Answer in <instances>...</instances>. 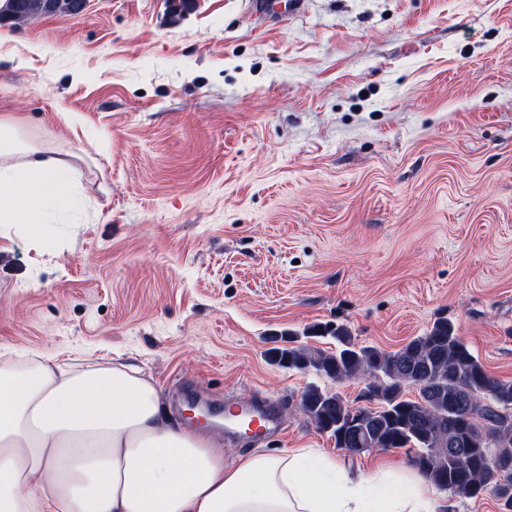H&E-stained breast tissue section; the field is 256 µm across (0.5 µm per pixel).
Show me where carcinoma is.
<instances>
[{
    "label": "carcinoma",
    "mask_w": 512,
    "mask_h": 512,
    "mask_svg": "<svg viewBox=\"0 0 512 512\" xmlns=\"http://www.w3.org/2000/svg\"><path fill=\"white\" fill-rule=\"evenodd\" d=\"M77 0H3L0 23L24 25L43 16L74 15ZM334 351L297 343L268 350L280 367L313 372L336 382L361 380L376 392L379 407L357 421V409L338 392L309 386L300 407L336 447L404 448L417 470L441 491L467 498L493 496L512 512V381L492 376L446 318L394 351L355 342L345 325L331 330ZM416 392L407 397V390Z\"/></svg>",
    "instance_id": "carcinoma-1"
}]
</instances>
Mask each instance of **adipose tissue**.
<instances>
[{
  "label": "adipose tissue",
  "instance_id": "1",
  "mask_svg": "<svg viewBox=\"0 0 512 512\" xmlns=\"http://www.w3.org/2000/svg\"><path fill=\"white\" fill-rule=\"evenodd\" d=\"M75 168L0 117V226L80 208ZM422 476L365 475L309 448L225 462L122 363L0 368V512H448Z\"/></svg>",
  "mask_w": 512,
  "mask_h": 512
}]
</instances>
